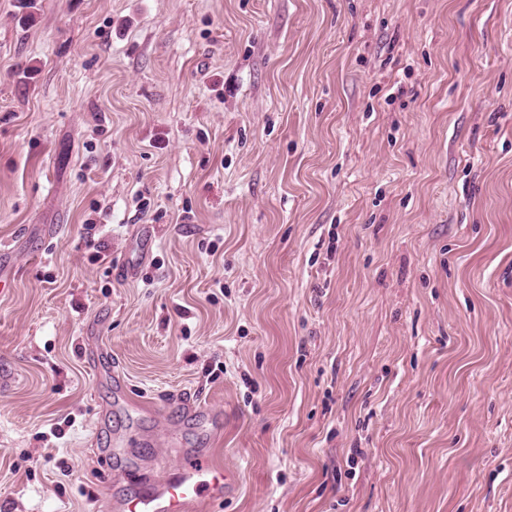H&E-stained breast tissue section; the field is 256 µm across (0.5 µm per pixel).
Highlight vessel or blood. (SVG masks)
<instances>
[{"label":"vessel or blood","mask_w":512,"mask_h":512,"mask_svg":"<svg viewBox=\"0 0 512 512\" xmlns=\"http://www.w3.org/2000/svg\"><path fill=\"white\" fill-rule=\"evenodd\" d=\"M234 472L188 464L169 470L162 481L125 505L126 512H193L203 498L219 499L236 484Z\"/></svg>","instance_id":"b4317fda"}]
</instances>
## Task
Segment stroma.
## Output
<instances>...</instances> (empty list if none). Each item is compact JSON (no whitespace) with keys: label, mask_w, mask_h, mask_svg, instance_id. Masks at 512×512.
<instances>
[{"label":"stroma","mask_w":512,"mask_h":512,"mask_svg":"<svg viewBox=\"0 0 512 512\" xmlns=\"http://www.w3.org/2000/svg\"><path fill=\"white\" fill-rule=\"evenodd\" d=\"M1 245L0 512H512V0H0ZM237 475L223 468L188 464L170 469L162 481L135 500L126 503V512H191L203 498L220 499Z\"/></svg>","instance_id":"obj_1"}]
</instances>
